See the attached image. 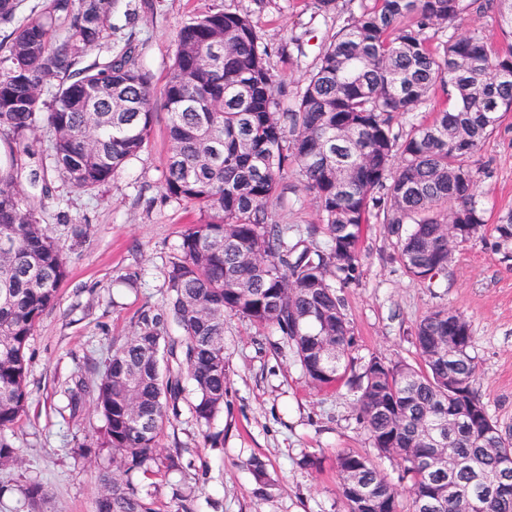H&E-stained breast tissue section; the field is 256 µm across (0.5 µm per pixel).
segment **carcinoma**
Returning a JSON list of instances; mask_svg holds the SVG:
<instances>
[{
  "instance_id": "1",
  "label": "carcinoma",
  "mask_w": 512,
  "mask_h": 512,
  "mask_svg": "<svg viewBox=\"0 0 512 512\" xmlns=\"http://www.w3.org/2000/svg\"><path fill=\"white\" fill-rule=\"evenodd\" d=\"M0 0V135L27 154L51 132L47 157L73 190L92 191L137 157L155 110L152 78L136 46L112 51L116 0H44L19 15ZM469 10H491L512 38V0H373L347 19L320 52L293 102L271 67L248 14L215 9L176 30L162 88L170 150L163 196L198 220L165 271L166 298L139 316L136 331L108 357L90 396L119 454L101 478L97 512H155L123 476L154 460L162 424L178 415L184 380L192 410L208 426L224 409V326L239 317L288 338L316 389L348 370L353 330L336 282L360 276L363 227L375 217L395 237L404 272L432 284L448 275L449 239L482 237L475 156L512 112V44L495 50L458 31ZM443 39L432 43L427 31ZM109 55L83 64L88 51ZM442 94L451 106L400 126V118ZM297 166L319 207L310 245L288 242L271 207ZM496 247L512 248V211L495 226ZM65 245L28 203L11 168L0 167V432L25 411L30 336L68 275ZM175 324L180 335L169 334ZM420 364L371 358L349 380L357 419L378 453L400 460L408 512H512L502 491L512 430L478 393L471 325L438 307L414 329ZM166 360V371L160 360ZM451 439L439 448L427 430ZM19 450L0 435V469ZM343 512H401L400 494L366 454L336 456ZM29 512L47 492L21 489Z\"/></svg>"
}]
</instances>
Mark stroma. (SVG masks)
<instances>
[{
  "mask_svg": "<svg viewBox=\"0 0 512 512\" xmlns=\"http://www.w3.org/2000/svg\"><path fill=\"white\" fill-rule=\"evenodd\" d=\"M129 6L137 10L130 22L124 16ZM215 8L251 14L293 97L322 43L349 13L359 12L360 0H339L337 13L328 17L312 0H267L261 8L254 0H117L112 43L132 41L155 87H162L178 26ZM155 112L147 148L110 184L87 193L71 190L51 171V194L42 197L30 172L45 161V152L14 154L0 140V162L13 163L23 193L41 199L43 219L65 242L70 261L57 303L29 340L27 410L5 432L20 462L0 470V512H27L20 488L33 481L48 491L44 512H96L100 475L114 468L112 451L102 444L103 419L91 402L72 408L69 392L77 382H94L142 311L161 308L164 271L197 219L191 208L165 199L160 190L169 149L163 100H156ZM477 160L486 224L481 238L454 245L446 277L430 287L409 278L386 226L373 219L363 230L358 282L336 291L354 333L350 358L356 375L373 357L416 363V323L438 307L463 313L480 362L476 387L493 418L512 427V259L494 249L495 226L512 210V113L486 138ZM278 193L272 214L288 225L289 241H297L317 223V202L294 167ZM74 224L83 225L85 237H73ZM224 357L229 379L224 410L209 429L219 435V447L205 445L192 416L193 391L185 389L179 416L160 431L157 460L148 471L129 476L139 495L159 512H178L179 495L190 488L194 512H341L336 456L372 450L356 419L354 391L344 381L312 389L284 336L273 328L255 329L242 318L225 326ZM176 447L183 451V467L170 470L163 459ZM254 456L266 461L268 484H259L250 472ZM307 456L312 465L304 464Z\"/></svg>",
  "mask_w": 512,
  "mask_h": 512,
  "instance_id": "1",
  "label": "stroma"
}]
</instances>
